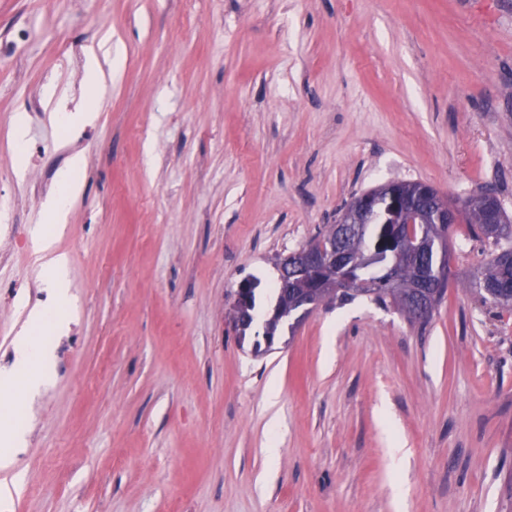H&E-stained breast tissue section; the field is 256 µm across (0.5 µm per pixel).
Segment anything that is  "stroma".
<instances>
[{
    "label": "stroma",
    "mask_w": 512,
    "mask_h": 512,
    "mask_svg": "<svg viewBox=\"0 0 512 512\" xmlns=\"http://www.w3.org/2000/svg\"><path fill=\"white\" fill-rule=\"evenodd\" d=\"M74 153V308L12 407L7 512H512V317L466 286L491 245L455 236L423 330L366 300L259 354L230 325L242 280L268 310L278 258L387 181L512 215V0H0V366L50 304L32 230ZM85 69L86 85L90 99L92 100L96 96V92H99L100 84L103 82V76L100 71L98 57L93 49H90L86 53Z\"/></svg>",
    "instance_id": "1"
}]
</instances>
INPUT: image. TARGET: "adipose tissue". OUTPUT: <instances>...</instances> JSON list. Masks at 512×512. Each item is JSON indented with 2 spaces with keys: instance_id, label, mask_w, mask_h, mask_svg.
Masks as SVG:
<instances>
[{
  "instance_id": "obj_1",
  "label": "adipose tissue",
  "mask_w": 512,
  "mask_h": 512,
  "mask_svg": "<svg viewBox=\"0 0 512 512\" xmlns=\"http://www.w3.org/2000/svg\"><path fill=\"white\" fill-rule=\"evenodd\" d=\"M82 155L69 157L59 173L57 189L45 208L56 220H63L67 205L78 195L81 184L76 175L83 168ZM41 276L51 290L52 305L28 311L25 323L14 342V359L10 367L0 370V391L21 392L30 398L49 383L54 375V347L49 335L63 331L68 323L66 311L72 304L69 261L55 249L56 236L47 227L33 230Z\"/></svg>"
}]
</instances>
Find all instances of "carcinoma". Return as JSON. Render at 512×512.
<instances>
[{
    "label": "carcinoma",
    "mask_w": 512,
    "mask_h": 512,
    "mask_svg": "<svg viewBox=\"0 0 512 512\" xmlns=\"http://www.w3.org/2000/svg\"><path fill=\"white\" fill-rule=\"evenodd\" d=\"M417 182L391 180L383 184L385 191L374 194L363 215L359 228L349 227L343 231L332 224L319 231L309 243L328 250H348L353 263L347 266H325L309 275L314 288L317 305L343 304L358 298L367 299L385 309L392 308L402 315L410 325L426 327L434 312L443 303L451 278L453 259L447 254L453 251L452 235L455 225L436 223L439 205L428 198L422 208L427 216L411 225L410 238L404 242L395 240L391 225L394 214L389 206V194L412 190ZM459 223L467 225L469 234L486 240L495 246L488 259L470 273L468 287L480 300L497 310L498 316L512 315V218L504 217L498 224L487 223L485 198L476 194L466 199ZM422 242L420 258L427 267L435 268L428 287L422 296L427 300L426 308L414 305L418 283V266L410 257L416 243ZM375 256L369 261L367 257ZM336 277L339 287L334 291L318 287L330 277ZM248 288L243 295V317L235 332L244 337L251 330L256 304L257 283L247 280ZM279 330L277 318H269L264 326L262 339L255 340V352L261 351V343H270Z\"/></svg>",
    "instance_id": "carcinoma-1"
}]
</instances>
